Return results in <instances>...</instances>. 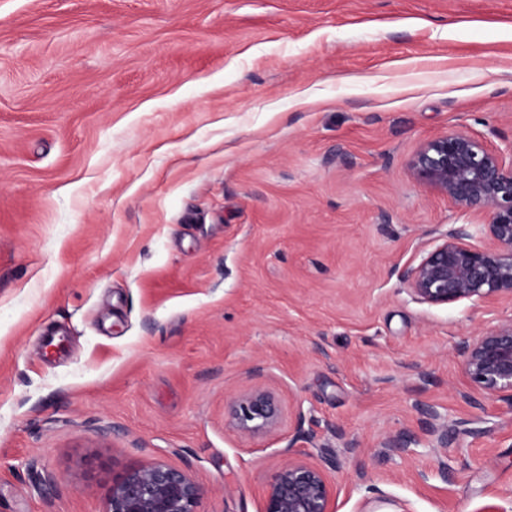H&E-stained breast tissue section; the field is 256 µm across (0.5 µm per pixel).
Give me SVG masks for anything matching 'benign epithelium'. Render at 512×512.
<instances>
[{
  "label": "benign epithelium",
  "instance_id": "obj_1",
  "mask_svg": "<svg viewBox=\"0 0 512 512\" xmlns=\"http://www.w3.org/2000/svg\"><path fill=\"white\" fill-rule=\"evenodd\" d=\"M409 170L417 182L448 198L463 213H483L485 241L471 242L468 225L453 224L401 272L410 294L429 305L460 300L493 301L512 297V142L503 148L466 130H453L424 142L412 155ZM462 371L488 398L512 403V318L463 341L458 347ZM429 416L442 469L457 440L437 415ZM284 409L278 393L265 386L241 392L229 410V423L241 435L276 432ZM321 461L295 459L274 474L261 512H335L336 492L328 478V449ZM201 491L185 470L164 461L129 468L112 479L105 512H199Z\"/></svg>",
  "mask_w": 512,
  "mask_h": 512
}]
</instances>
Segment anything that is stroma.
<instances>
[{"label":"stroma","instance_id":"35a3bbf8","mask_svg":"<svg viewBox=\"0 0 512 512\" xmlns=\"http://www.w3.org/2000/svg\"><path fill=\"white\" fill-rule=\"evenodd\" d=\"M457 129L512 142V0H0V512H105L155 459L261 512L324 448L336 512H512V404L457 356L512 300L400 279L486 221L408 170ZM283 419L284 409L278 393L265 386L241 392L229 410V423L246 437L272 434L280 428ZM425 414L429 416V422H427L430 433L435 436L436 450L440 457V465L443 470H448V463L442 459L443 457L448 460V449L454 448L452 445L457 440V435L454 431L448 430V425L444 423L436 424L433 421L437 420V415L432 411H425Z\"/></svg>","mask_w":512,"mask_h":512}]
</instances>
